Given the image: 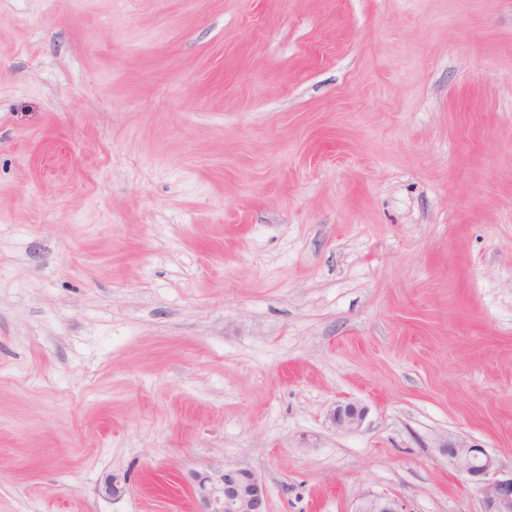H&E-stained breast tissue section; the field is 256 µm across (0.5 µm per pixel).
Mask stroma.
Returning a JSON list of instances; mask_svg holds the SVG:
<instances>
[{"mask_svg":"<svg viewBox=\"0 0 512 512\" xmlns=\"http://www.w3.org/2000/svg\"><path fill=\"white\" fill-rule=\"evenodd\" d=\"M459 439L512 467V0H0V512H482ZM367 409L358 403L337 404L331 414L335 426L345 432L358 431L364 424ZM196 512H268L265 486L250 469L217 467L195 474Z\"/></svg>","mask_w":512,"mask_h":512,"instance_id":"stroma-1","label":"stroma"}]
</instances>
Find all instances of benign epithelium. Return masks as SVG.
<instances>
[{
    "instance_id": "1",
    "label": "benign epithelium",
    "mask_w": 512,
    "mask_h": 512,
    "mask_svg": "<svg viewBox=\"0 0 512 512\" xmlns=\"http://www.w3.org/2000/svg\"><path fill=\"white\" fill-rule=\"evenodd\" d=\"M367 409L354 402L336 405L331 414L335 426L345 432L359 430ZM448 459L457 471L479 486L483 512H512V470L499 466L482 446L458 440L445 445ZM196 512H269L265 486L251 470L217 467L193 477ZM355 512H402L387 497L368 495Z\"/></svg>"
}]
</instances>
